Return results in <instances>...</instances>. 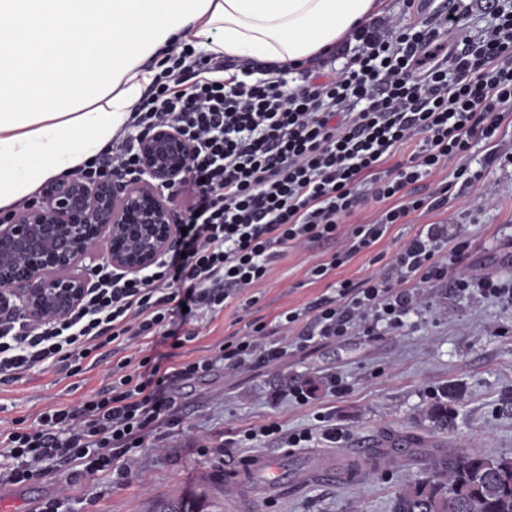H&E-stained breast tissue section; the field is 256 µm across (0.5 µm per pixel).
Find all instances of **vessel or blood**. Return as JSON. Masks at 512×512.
I'll return each mask as SVG.
<instances>
[{"label":"vessel or blood","mask_w":512,"mask_h":512,"mask_svg":"<svg viewBox=\"0 0 512 512\" xmlns=\"http://www.w3.org/2000/svg\"><path fill=\"white\" fill-rule=\"evenodd\" d=\"M370 465L363 448L322 454L313 450L287 451L276 461L262 454L232 458L224 463V500L228 512H252L258 502L278 497L303 483L346 482Z\"/></svg>","instance_id":"obj_1"}]
</instances>
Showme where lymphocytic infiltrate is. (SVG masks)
Segmentation results:
<instances>
[{
	"label": "lymphocytic infiltrate",
	"instance_id": "1",
	"mask_svg": "<svg viewBox=\"0 0 512 512\" xmlns=\"http://www.w3.org/2000/svg\"><path fill=\"white\" fill-rule=\"evenodd\" d=\"M488 6L494 24L478 37L462 26L464 0L433 13L416 6L418 18L407 26L373 17L336 47L335 56L348 60L344 69L331 72L325 57L310 59L292 91L284 81L289 66L239 64L173 44L168 67L123 131L77 173L89 182L134 175L139 136L160 125L177 128L190 155L167 192L183 201V234L140 273L96 264L82 300L64 315L0 318V383L56 365L74 376L87 359L102 360L107 347L159 336L180 348L194 340L199 319L259 287L288 250L333 245L329 259L308 271L320 281L371 252L412 214L447 212V186L430 187L428 177L448 166L463 187L476 186L482 174L464 159L481 142L496 162L500 130L512 114V5ZM409 143L414 151L394 162ZM370 202L381 206L376 222L347 228ZM470 246L464 229L431 224L369 278L331 283V295L285 310L274 323L249 322L215 356L166 366L149 356L119 359L111 383L91 399L47 410L37 423L0 437V483H28L62 466L124 479L121 458L160 422L176 424L171 390L182 380L219 363L231 370L268 366L322 342L401 329L436 283L503 295L501 284L478 270L455 276Z\"/></svg>",
	"mask_w": 512,
	"mask_h": 512
}]
</instances>
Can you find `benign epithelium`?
<instances>
[{
    "instance_id": "obj_1",
    "label": "benign epithelium",
    "mask_w": 512,
    "mask_h": 512,
    "mask_svg": "<svg viewBox=\"0 0 512 512\" xmlns=\"http://www.w3.org/2000/svg\"><path fill=\"white\" fill-rule=\"evenodd\" d=\"M137 148L136 176L53 179L37 202L0 217V315L21 311L39 321L74 309L87 275L71 270L95 247L126 273L142 271L168 249L177 204L164 188L184 172L190 148L169 127L140 136Z\"/></svg>"
}]
</instances>
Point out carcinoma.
Segmentation results:
<instances>
[{"mask_svg":"<svg viewBox=\"0 0 512 512\" xmlns=\"http://www.w3.org/2000/svg\"><path fill=\"white\" fill-rule=\"evenodd\" d=\"M429 477L397 494L393 512H512V460L442 450L427 461Z\"/></svg>","mask_w":512,"mask_h":512,"instance_id":"1","label":"carcinoma"}]
</instances>
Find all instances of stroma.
Returning a JSON list of instances; mask_svg holds the SVG:
<instances>
[{"mask_svg": "<svg viewBox=\"0 0 512 512\" xmlns=\"http://www.w3.org/2000/svg\"><path fill=\"white\" fill-rule=\"evenodd\" d=\"M488 148L474 146L467 162L483 173L480 187L453 185L448 213L412 215L392 227L372 253L335 270L334 279L369 278L426 224L452 218L471 234V260L482 273L512 289V159L491 164ZM327 246L290 251L272 267L254 297H240L214 319L196 324L197 335L179 349L182 360L214 355L227 336L254 319L273 320L280 312L303 308L326 290L308 270L321 262ZM427 302L411 312L405 328L377 336H352L298 353L272 367L210 374L176 385L172 391L180 423L161 425L164 449H137L126 461L127 477H76L62 470L24 485L0 484V512H35L59 492L79 512H224V484L213 477L222 457L255 453L280 457L288 437L310 432L311 448L328 447L324 434L336 429L341 447L366 448L411 435L417 447L476 450L491 458H512V299L484 298L452 282L429 286ZM112 358L76 376L57 367L32 370L23 379L0 384V430L15 420L36 422L40 413L89 399L105 388ZM339 378L336 393L331 378ZM309 389L308 404L290 389ZM447 402L452 427L438 430L431 409ZM278 435L228 444L269 422ZM423 459L391 463L348 485L314 483L289 489L263 503L260 512H393L397 491L425 476Z\"/></svg>", "mask_w": 512, "mask_h": 512, "instance_id": "stroma-1", "label": "stroma"}]
</instances>
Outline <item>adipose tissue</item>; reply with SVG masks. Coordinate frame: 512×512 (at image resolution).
<instances>
[{
	"instance_id": "1",
	"label": "adipose tissue",
	"mask_w": 512,
	"mask_h": 512,
	"mask_svg": "<svg viewBox=\"0 0 512 512\" xmlns=\"http://www.w3.org/2000/svg\"><path fill=\"white\" fill-rule=\"evenodd\" d=\"M383 0H0V211L106 149L194 37L228 59L300 64Z\"/></svg>"
}]
</instances>
